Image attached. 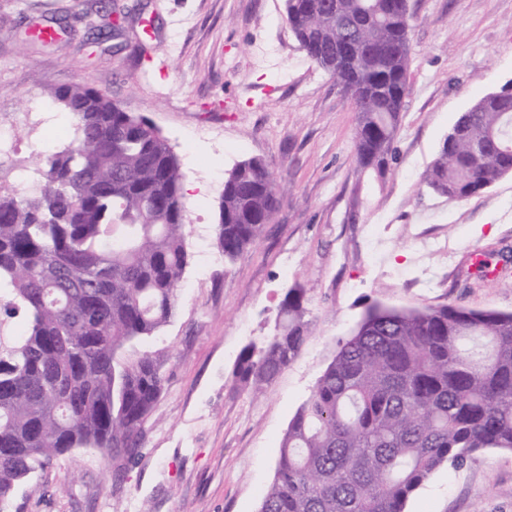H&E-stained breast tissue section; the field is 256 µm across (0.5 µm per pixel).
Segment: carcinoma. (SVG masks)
<instances>
[{
  "mask_svg": "<svg viewBox=\"0 0 512 512\" xmlns=\"http://www.w3.org/2000/svg\"><path fill=\"white\" fill-rule=\"evenodd\" d=\"M308 58L349 90L354 159L385 177L409 93V0H285ZM347 37L352 59L336 58ZM73 122L61 150L17 164L33 192L0 181V302L25 330L0 349V503L77 448L134 457L165 378L127 344L174 315L187 261L181 173L168 141L106 93L54 94ZM512 175V88L477 100L441 142L424 182L450 200ZM282 192L259 160L224 177L217 240L224 260L254 245ZM309 288L279 304L275 333L246 346L237 382L260 394L310 329ZM512 451V312L452 305L369 307L283 436L259 512H404L444 464Z\"/></svg>",
  "mask_w": 512,
  "mask_h": 512,
  "instance_id": "carcinoma-1",
  "label": "carcinoma"
}]
</instances>
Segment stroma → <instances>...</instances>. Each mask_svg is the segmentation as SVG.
Masks as SVG:
<instances>
[{
	"mask_svg": "<svg viewBox=\"0 0 512 512\" xmlns=\"http://www.w3.org/2000/svg\"><path fill=\"white\" fill-rule=\"evenodd\" d=\"M409 94L384 178L354 161L356 114L286 20L284 0H0V179L67 145L52 90L86 85L149 119L177 157L188 264L167 325L125 346L148 352L164 390L130 464L78 448L20 483L5 512H258L288 424L367 307L452 304L512 312V176L455 201L422 179L458 115L512 82V0H410ZM119 38L91 43L113 11ZM63 24L34 49L33 22ZM264 162L283 191L261 239L225 262L215 228L224 178ZM497 269L475 278L473 255ZM309 290L310 332L260 395L240 387L242 349L274 332L293 284ZM405 512H512V452L438 468Z\"/></svg>",
	"mask_w": 512,
	"mask_h": 512,
	"instance_id": "1",
	"label": "stroma"
}]
</instances>
